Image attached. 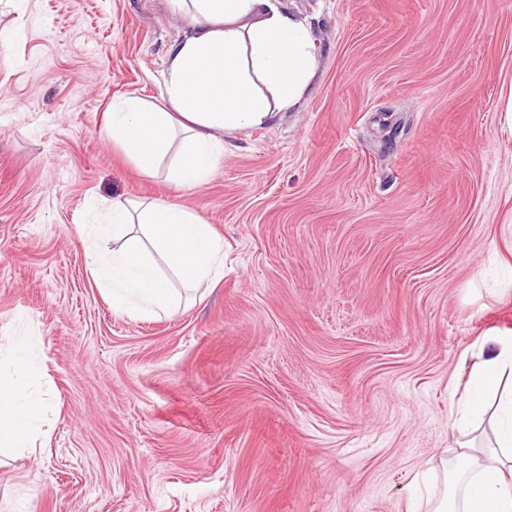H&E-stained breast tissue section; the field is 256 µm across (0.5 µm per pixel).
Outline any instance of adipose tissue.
Returning a JSON list of instances; mask_svg holds the SVG:
<instances>
[{
	"mask_svg": "<svg viewBox=\"0 0 512 512\" xmlns=\"http://www.w3.org/2000/svg\"><path fill=\"white\" fill-rule=\"evenodd\" d=\"M186 33L171 49L158 101L113 105L106 131L144 176L166 171L179 190L206 183L224 158V137L270 124L296 104L316 68L311 29L279 0H167ZM100 237L111 258L92 270L122 311L168 314L176 288L224 275V242L196 212L161 199H113ZM469 372L457 426L473 431L488 401L497 420L488 449L462 446L428 512H512V331L491 334ZM32 364L0 375V448L35 442L43 412L28 384Z\"/></svg>",
	"mask_w": 512,
	"mask_h": 512,
	"instance_id": "obj_1",
	"label": "adipose tissue"
}]
</instances>
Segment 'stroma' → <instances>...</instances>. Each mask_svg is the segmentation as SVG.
<instances>
[{
  "label": "stroma",
  "instance_id": "stroma-1",
  "mask_svg": "<svg viewBox=\"0 0 512 512\" xmlns=\"http://www.w3.org/2000/svg\"><path fill=\"white\" fill-rule=\"evenodd\" d=\"M310 26L303 99L226 138L205 185L143 176L105 130L159 98L166 0L0 11V339L43 344L35 447L0 512H421L451 405L512 330V0H281ZM116 197L189 207L224 275L170 315L112 306L79 230Z\"/></svg>",
  "mask_w": 512,
  "mask_h": 512
}]
</instances>
